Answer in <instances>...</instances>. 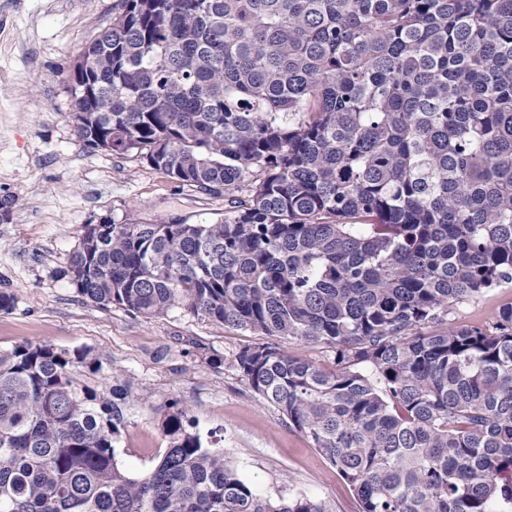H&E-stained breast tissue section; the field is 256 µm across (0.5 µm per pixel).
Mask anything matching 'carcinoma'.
<instances>
[{
  "instance_id": "obj_1",
  "label": "carcinoma",
  "mask_w": 512,
  "mask_h": 512,
  "mask_svg": "<svg viewBox=\"0 0 512 512\" xmlns=\"http://www.w3.org/2000/svg\"><path fill=\"white\" fill-rule=\"evenodd\" d=\"M72 82L76 131L230 207L86 226L63 274L101 308L266 336L249 387L360 512H512V0H118ZM284 339L333 349L326 371ZM52 345L0 351V512H325L264 498L184 409L137 476L129 384ZM511 302L512 288L496 289L460 306L448 315V320L456 325L487 327L495 312Z\"/></svg>"
}]
</instances>
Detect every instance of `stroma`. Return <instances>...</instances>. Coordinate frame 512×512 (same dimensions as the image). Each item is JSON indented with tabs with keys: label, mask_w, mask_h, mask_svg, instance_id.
<instances>
[{
	"label": "stroma",
	"mask_w": 512,
	"mask_h": 512,
	"mask_svg": "<svg viewBox=\"0 0 512 512\" xmlns=\"http://www.w3.org/2000/svg\"><path fill=\"white\" fill-rule=\"evenodd\" d=\"M117 0H0V198H15L0 220V351L49 343L100 359L102 389L130 382L127 426L117 460L133 475L155 464L167 442L162 410L175 400L203 442L218 441L226 463L261 495H304L326 512H359L350 486L278 410L243 380L239 350L264 339L171 310L146 318L104 309L78 294L61 271L86 225L210 224L223 218V194L179 187L135 154L92 150L71 116L68 75L112 23ZM512 302V288L490 291L448 316L489 326Z\"/></svg>",
	"instance_id": "1"
}]
</instances>
